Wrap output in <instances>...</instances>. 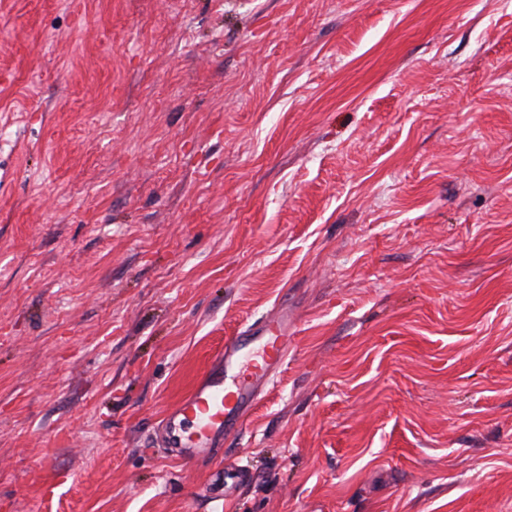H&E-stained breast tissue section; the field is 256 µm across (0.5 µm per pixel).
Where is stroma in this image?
Segmentation results:
<instances>
[{
    "label": "stroma",
    "instance_id": "35a3bbf8",
    "mask_svg": "<svg viewBox=\"0 0 512 512\" xmlns=\"http://www.w3.org/2000/svg\"><path fill=\"white\" fill-rule=\"evenodd\" d=\"M0 512H512V0H0ZM288 320L281 311L224 342L192 392L159 429L163 448L187 462L213 456L238 434L288 354Z\"/></svg>",
    "mask_w": 512,
    "mask_h": 512
}]
</instances>
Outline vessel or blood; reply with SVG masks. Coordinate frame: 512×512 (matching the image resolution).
<instances>
[{
    "mask_svg": "<svg viewBox=\"0 0 512 512\" xmlns=\"http://www.w3.org/2000/svg\"><path fill=\"white\" fill-rule=\"evenodd\" d=\"M288 339V321L280 312L227 339L192 392L166 416L159 429L162 446L188 462L213 456L242 430L283 366Z\"/></svg>",
    "mask_w": 512,
    "mask_h": 512,
    "instance_id": "1",
    "label": "vessel or blood"
}]
</instances>
